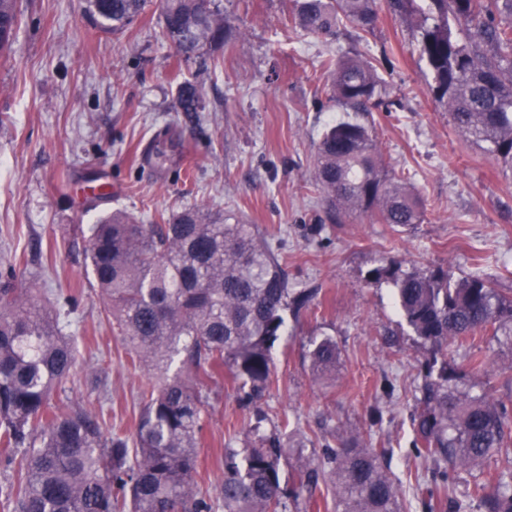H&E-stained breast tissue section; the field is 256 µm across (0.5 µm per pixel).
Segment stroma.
Returning <instances> with one entry per match:
<instances>
[{
  "label": "stroma",
  "mask_w": 512,
  "mask_h": 512,
  "mask_svg": "<svg viewBox=\"0 0 512 512\" xmlns=\"http://www.w3.org/2000/svg\"><path fill=\"white\" fill-rule=\"evenodd\" d=\"M221 3L229 43L186 62L162 38L153 2L115 36L84 15L83 0H19L13 52L0 59V275L25 256L23 287L61 313L76 366L51 405L130 436L151 385L106 320L88 242L73 225L116 209L149 224L185 207L229 214L259 228L290 287L316 292L272 351L263 430L287 425L307 455L332 426L358 447L389 449L402 512H426L439 489L411 414L432 348L398 313L392 285L368 273L397 257L483 277L512 296V167L466 141L429 93L415 20L384 12L373 34L348 25L325 40L289 27V0ZM345 56L372 60L382 78L377 97L390 111L357 119L420 196L424 219L413 227L367 216L333 223L314 188L315 147L345 116L322 63ZM187 80L202 104L191 118L176 106ZM325 337L340 357L319 381L309 352ZM475 356L486 370L470 371ZM448 361L475 393L512 409L511 338L449 344ZM203 418L197 480L213 498L224 451L244 445L254 411L226 376L208 391Z\"/></svg>",
  "instance_id": "stroma-1"
}]
</instances>
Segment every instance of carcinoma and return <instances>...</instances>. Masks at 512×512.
Masks as SVG:
<instances>
[{"label":"carcinoma","mask_w":512,"mask_h":512,"mask_svg":"<svg viewBox=\"0 0 512 512\" xmlns=\"http://www.w3.org/2000/svg\"><path fill=\"white\" fill-rule=\"evenodd\" d=\"M100 29L119 34L148 0H85ZM292 28L331 39L340 22L370 32L379 0H290ZM395 15H422L419 56L435 101L448 109L463 137L512 163V0H384ZM18 0H0V53L12 48ZM164 38L189 60L206 46L228 42L230 25L218 0H162ZM329 91L347 112H368L380 77L359 57L324 63ZM179 111H199L196 85L182 83ZM314 187L332 219L370 215L381 224L421 223L416 193L388 174L369 128L341 119L316 146ZM88 258L105 314L134 363L150 368L154 383L141 397L136 433H106L82 411L54 410L51 394L71 373L74 350L60 313L39 296L14 287V271L0 284V451L22 453L17 481L0 487L13 512H213L196 480L207 382L228 373L243 401L257 406L272 382L271 350L284 335L288 312L313 293L288 287V277L254 224L202 209L170 212L145 224L121 210L88 228ZM390 259L368 280L392 284L412 332L434 352L419 386L411 420L427 460L444 465L442 497L429 512L453 504L450 474L492 458L505 465L495 485H473L483 512H512V415L485 394L459 388L466 373L444 350L478 333L512 336V299L484 279H455L444 267H403ZM180 369L171 373L175 358ZM339 349L326 338L309 353L315 378L336 367ZM256 424L243 448L224 449L217 501L224 512H288L312 499L330 475L339 512H399V484L385 471L386 448H358L330 433L315 459L295 465L297 487H281L290 436Z\"/></svg>","instance_id":"cac0c4a2"}]
</instances>
